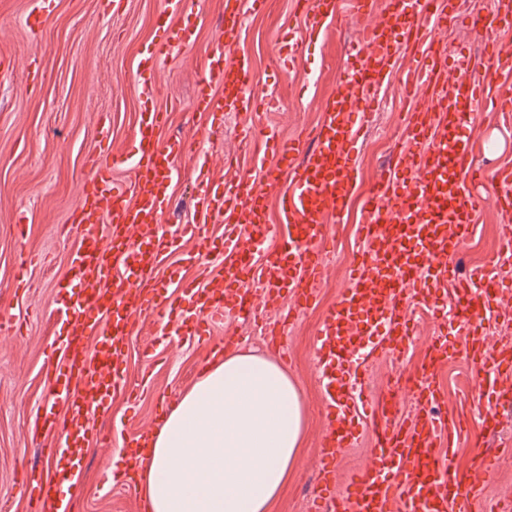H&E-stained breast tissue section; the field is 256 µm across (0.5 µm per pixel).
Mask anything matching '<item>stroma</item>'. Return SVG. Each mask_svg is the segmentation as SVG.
Listing matches in <instances>:
<instances>
[{
	"label": "stroma",
	"mask_w": 512,
	"mask_h": 512,
	"mask_svg": "<svg viewBox=\"0 0 512 512\" xmlns=\"http://www.w3.org/2000/svg\"><path fill=\"white\" fill-rule=\"evenodd\" d=\"M495 6V0H457L456 22L435 36L436 47L448 57H455L459 48L467 49L475 77L488 62L485 36L474 31L469 20ZM38 8L39 0H0V62H9L13 69L10 79L0 81V512H30L21 494L22 467L43 472L51 468L42 454L51 439L36 425L51 394L47 366L63 321L61 310L71 296L62 284L70 278V259L81 238L71 226L77 188L90 175L91 156L133 150L140 103L133 72L140 52L165 30L162 0H120L116 5L106 0H57L51 16L33 35L27 18ZM223 14V0H194L192 11L180 22L191 33L192 46L159 66L155 104L168 114L160 137H179L189 144L186 155L174 163L172 205L160 219L166 228L191 219L199 162H207L215 175L222 176L226 161L241 162L248 171L254 157L264 152L262 144L243 142L235 117L211 128L195 110L196 92L218 43ZM305 22L294 9V0H268L262 13L246 17L232 48L252 61L251 93L275 101L273 108L252 115L253 125L275 127L285 138L317 123L325 101L338 87L350 47L361 36V21L338 8L304 60L286 68L276 54L277 41L300 32ZM380 95L382 104L370 120L356 160L360 194L348 217L331 226L327 272L316 301L288 325L279 346L266 337L267 323L276 318L272 312L260 322L227 318L206 345L161 334L157 316L142 314L128 339L125 366V381L136 395L116 392L109 413L97 418L98 429L111 432L112 444L88 448L84 476L73 493L74 512H138L141 500L135 490L105 476L119 445L137 429L151 426L161 405L171 404L191 387L208 348L222 347L228 334L237 337L238 348L281 362L300 387L303 445L273 512H315L316 463L327 428L314 363L315 332L322 311L335 303L348 281L349 255L361 246L356 226L363 218L362 196L390 164L400 113L410 106L398 79L384 85ZM473 136L479 144L477 165H512V129L501 126L493 108L481 110ZM21 222L27 225L23 239L17 234ZM193 249L192 243H184L179 253L164 260L161 275L173 272L201 285L223 272L215 256L184 263L183 254ZM22 264L27 267L23 273L18 270ZM444 303L435 320L413 308L419 326L404 357L396 362L383 356L371 364L367 394L387 391L396 373L418 374L433 336L447 335L452 354L436 377L446 399L436 413L460 424L453 462L472 469V457L480 450L493 453L496 460L481 500L466 503L465 512H512V452L504 449L505 443H512V426L495 437L484 435L477 407L480 388L468 380V335L453 316L455 291H448Z\"/></svg>",
	"instance_id": "35a3bbf8"
}]
</instances>
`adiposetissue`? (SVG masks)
<instances>
[{"label":"adipose tissue","mask_w":512,"mask_h":512,"mask_svg":"<svg viewBox=\"0 0 512 512\" xmlns=\"http://www.w3.org/2000/svg\"><path fill=\"white\" fill-rule=\"evenodd\" d=\"M303 428L301 391L279 363L225 351L173 403L135 487L149 512H271Z\"/></svg>","instance_id":"adipose-tissue-1"}]
</instances>
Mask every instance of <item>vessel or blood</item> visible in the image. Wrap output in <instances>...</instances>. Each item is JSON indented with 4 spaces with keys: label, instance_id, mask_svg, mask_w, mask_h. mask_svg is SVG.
Masks as SVG:
<instances>
[{
    "label": "vessel or blood",
    "instance_id": "obj_1",
    "mask_svg": "<svg viewBox=\"0 0 512 512\" xmlns=\"http://www.w3.org/2000/svg\"><path fill=\"white\" fill-rule=\"evenodd\" d=\"M351 4L357 18L371 23L350 50L339 88L329 96L317 125L289 140L268 133L266 146L274 163L261 177L244 172L217 179L202 168L192 220L163 235L157 228L169 205L173 166L187 147L181 140L158 137L165 115L154 105L157 68L173 49L188 48L191 37L181 29L141 52L134 75L142 99L135 152L91 159L92 174L78 188L72 221L81 227L82 239L71 259L78 293L52 357V401L63 412L46 411L43 421L46 433L59 438L46 451L56 471L50 479L33 471L22 475L32 512H70L58 484L78 479L93 438L91 414L106 412L113 392L122 388L127 338L142 313L154 312L200 342L225 316L255 320L289 296L293 302L287 314L271 326L272 335H283L286 324L315 301L326 272V222L349 210L358 180L355 156L366 139L379 91L395 68L399 46L419 43L426 32L447 27L455 12L454 0H386L378 15L373 0ZM265 5L266 0H224V30L208 58L195 104L214 126L228 112L244 117L247 141L254 136L249 118L261 103L248 89L250 59L230 49L245 11ZM298 7L308 17L306 27L299 38L278 47L288 63L295 61L299 43L320 36L325 22L336 15V0H300ZM511 25L512 0H499L494 10L472 22L481 33ZM485 52L489 65L478 80L471 77V60L463 52L450 61L435 51L422 66L406 71L403 90L415 105L402 119L395 166L368 191L359 227L363 249L347 286L324 311L316 330V365L330 421L318 458L319 512H393L397 506L402 512H453L482 490L439 450L448 425L434 414L444 399L434 376L448 354L445 339L432 340L423 374L411 388L397 381L379 400L366 395V364L383 353L401 355L414 332L400 312L403 302L440 310L441 290L454 281L457 317L470 336L467 353L479 363L476 379L486 432H495L499 410L512 407V387L502 382L512 375V347L489 348L479 326L498 308L499 284L483 274L474 281L456 278L449 264L469 238L480 210L512 213L507 191L512 168L490 175L473 165L472 128L482 106L493 104L504 119H512V83L502 79L512 73V45L490 40ZM451 70L456 77L449 83L445 77ZM119 168L132 170L133 180L115 179ZM493 182L502 184V191L488 193ZM273 193L287 235L268 251L267 201ZM216 222L224 226L223 238L209 233ZM186 238L195 241L199 254L219 253L225 271L201 287L182 284L176 294L157 269ZM253 282L258 292H251ZM87 336L95 341L89 353L75 345L77 338ZM403 391L411 396L408 414L399 398ZM364 422L372 424L375 434L372 462L337 488L338 453L356 444ZM122 450L124 471L133 473L149 450L148 432L124 440Z\"/></svg>",
    "mask_w": 512,
    "mask_h": 512
}]
</instances>
